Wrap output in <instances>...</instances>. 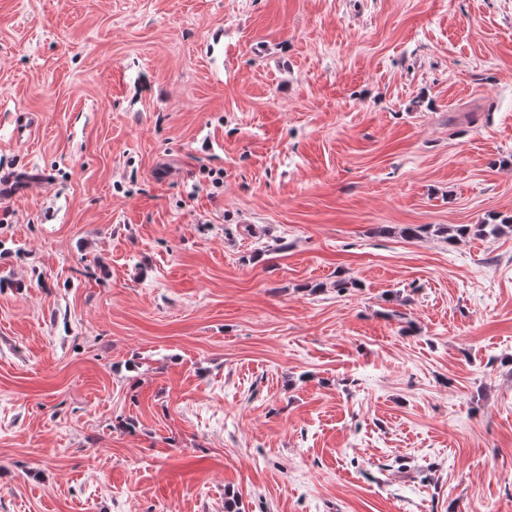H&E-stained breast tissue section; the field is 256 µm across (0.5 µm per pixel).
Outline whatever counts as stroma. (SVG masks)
Wrapping results in <instances>:
<instances>
[{"mask_svg":"<svg viewBox=\"0 0 512 512\" xmlns=\"http://www.w3.org/2000/svg\"><path fill=\"white\" fill-rule=\"evenodd\" d=\"M498 215L512 0H0V512H512ZM434 235L441 236L446 242H455L470 234L488 238L512 233V216L503 218L498 224H461L455 226H440L433 230Z\"/></svg>","mask_w":512,"mask_h":512,"instance_id":"stroma-1","label":"stroma"}]
</instances>
